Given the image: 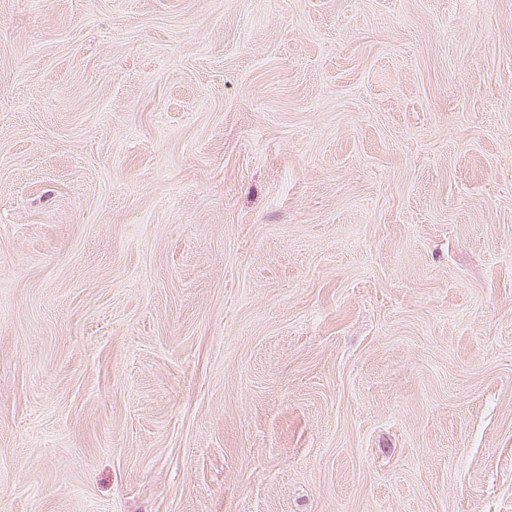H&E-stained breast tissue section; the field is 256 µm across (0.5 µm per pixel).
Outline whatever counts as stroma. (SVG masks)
<instances>
[{"label": "stroma", "instance_id": "1", "mask_svg": "<svg viewBox=\"0 0 512 512\" xmlns=\"http://www.w3.org/2000/svg\"><path fill=\"white\" fill-rule=\"evenodd\" d=\"M0 512H512V0H0Z\"/></svg>", "mask_w": 512, "mask_h": 512}]
</instances>
